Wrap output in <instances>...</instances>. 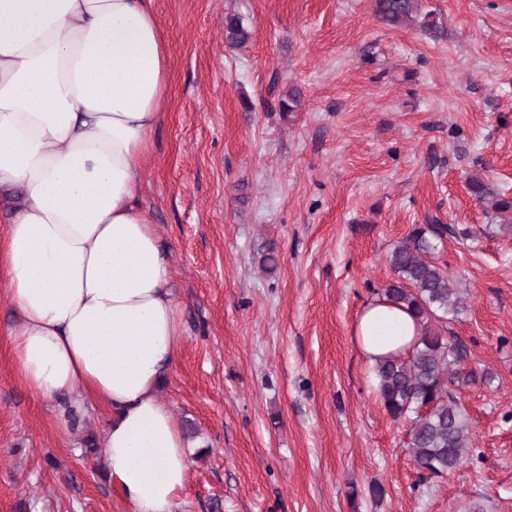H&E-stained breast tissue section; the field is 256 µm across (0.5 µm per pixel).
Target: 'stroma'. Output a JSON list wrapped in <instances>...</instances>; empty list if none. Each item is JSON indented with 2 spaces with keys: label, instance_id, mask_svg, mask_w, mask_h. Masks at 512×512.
<instances>
[{
  "label": "stroma",
  "instance_id": "1",
  "mask_svg": "<svg viewBox=\"0 0 512 512\" xmlns=\"http://www.w3.org/2000/svg\"><path fill=\"white\" fill-rule=\"evenodd\" d=\"M152 7L168 90L135 203L183 327L160 390L194 432L176 512H512V226L467 186L512 199V0H422L431 30L383 23L374 0ZM431 221L456 230L436 250L466 304L448 334L464 371L492 376L455 390L468 448L442 479L421 477L352 341L394 244ZM6 288L0 273V512H127L82 443L107 408L28 391Z\"/></svg>",
  "mask_w": 512,
  "mask_h": 512
}]
</instances>
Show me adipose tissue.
<instances>
[{
  "mask_svg": "<svg viewBox=\"0 0 512 512\" xmlns=\"http://www.w3.org/2000/svg\"><path fill=\"white\" fill-rule=\"evenodd\" d=\"M168 54L152 0H0V188L18 194L0 272L21 314L19 378L110 412L98 445L128 512H175L192 465L159 388L183 342L173 269L133 199L161 120ZM421 334L369 302L353 341L369 363Z\"/></svg>",
  "mask_w": 512,
  "mask_h": 512,
  "instance_id": "adipose-tissue-1",
  "label": "adipose tissue"
}]
</instances>
